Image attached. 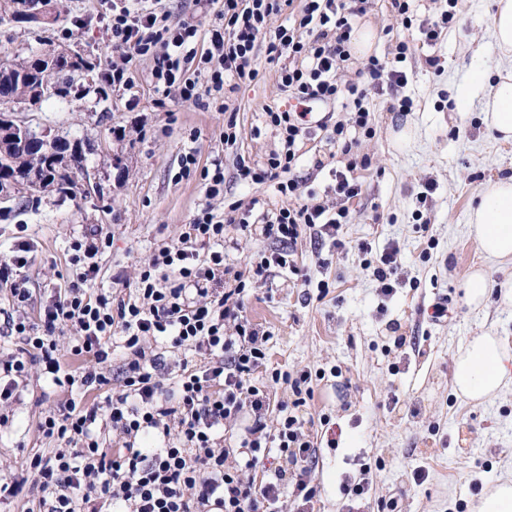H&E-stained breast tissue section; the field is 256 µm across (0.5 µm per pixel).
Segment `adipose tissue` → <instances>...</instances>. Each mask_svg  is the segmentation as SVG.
<instances>
[{"instance_id": "obj_1", "label": "adipose tissue", "mask_w": 512, "mask_h": 512, "mask_svg": "<svg viewBox=\"0 0 512 512\" xmlns=\"http://www.w3.org/2000/svg\"><path fill=\"white\" fill-rule=\"evenodd\" d=\"M492 46L507 65L498 69L481 103L484 122L503 140H512V0H495ZM468 231L486 258L512 257V177L488 181L468 216ZM512 385V346L499 336L471 337L453 361V387L463 400L480 404Z\"/></svg>"}]
</instances>
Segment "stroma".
<instances>
[{"mask_svg":"<svg viewBox=\"0 0 512 512\" xmlns=\"http://www.w3.org/2000/svg\"><path fill=\"white\" fill-rule=\"evenodd\" d=\"M56 3L60 18L46 27L0 22V61L28 57L43 42L79 51L96 65L93 83L75 79L67 102L26 115L81 142L91 173L87 191L56 183L37 200H15L9 212L0 211V241L24 224L34 243L22 308L32 322L65 287L70 244L78 237L98 230L111 236V247L98 258L95 286L125 297L134 291L140 267L161 244L177 243L184 224L206 204L220 213L226 203L253 200L257 211L273 213L290 203L273 183L244 186L236 180L238 158L261 164L280 147L271 130L253 133L265 106L289 100L265 50L255 60L258 79L232 93L229 112L174 96L157 104L148 60L132 65L140 96L132 108L102 79L119 59L107 40L106 5ZM494 12V0H459L448 29L423 46L418 26L391 28L388 0H367L355 28L372 31L373 55L392 56L402 40L412 48L404 62L408 83L399 90L412 110L397 117L389 95L372 96L374 134L360 138L349 156L318 129L299 145L294 175L312 204L335 206V170L365 157L370 165L353 172L362 194L347 204L345 248L302 233L298 272L272 268L248 290L247 316L270 334L256 380L268 381L276 369L318 374L312 398L299 411L316 447L310 467L318 495L309 504L284 497L279 512H471L484 488L512 469V389L474 405L451 384L453 358L470 337L491 333L512 340V307L499 294L512 284V259L488 260L468 233V213L483 185L512 176V142L494 138L469 88L474 52L484 54L489 68L500 65L492 49ZM431 57L437 67L428 65ZM231 117L238 140L227 146L220 134ZM190 152L203 166L222 162L223 200L209 201L199 178L180 177L181 160ZM228 237L225 259L237 270L277 248L257 231L233 226ZM362 242L376 252L400 248L402 270L391 293L363 266ZM477 269L486 271L491 292L483 307L473 309L465 302L464 283ZM321 281L329 285L323 297ZM437 305L447 309L438 320L432 317ZM21 387L20 402L7 407L9 421L0 426L5 478L26 456L50 448L38 424L68 398L35 369ZM418 468L426 471L419 484L413 481ZM365 476L371 490L360 498L353 486Z\"/></svg>","mask_w":512,"mask_h":512,"instance_id":"35a3bbf8","label":"stroma"}]
</instances>
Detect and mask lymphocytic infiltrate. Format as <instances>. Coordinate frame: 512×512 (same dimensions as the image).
Segmentation results:
<instances>
[{"label": "lymphocytic infiltrate", "instance_id": "lymphocytic-infiltrate-1", "mask_svg": "<svg viewBox=\"0 0 512 512\" xmlns=\"http://www.w3.org/2000/svg\"><path fill=\"white\" fill-rule=\"evenodd\" d=\"M207 2L218 22L203 33L192 23L173 21L167 12L112 0L106 31L122 61L105 73L106 84L133 91L137 82L128 64L148 59L156 92L175 91L181 101L192 103L206 98L224 112L228 82L258 78L253 62L262 45L280 86L299 103L352 102L349 121L327 131L328 139L348 153L357 145L348 138V128L371 130V93L393 92L407 82L403 64L410 46L405 41L398 43L394 57H370L359 80L339 81L351 57L352 22L364 13L366 0H305L291 24L273 30L270 16L292 7L293 0ZM264 114L283 147L262 166L238 160L237 180L248 186L274 182L282 194L297 196L292 172L299 161L296 142L309 132L306 114L273 106ZM335 191L343 205L333 211L303 203L263 214L262 235L291 245L309 228L343 248L346 203L360 195L361 186L340 170ZM252 212L239 200L221 215L207 206L198 210L178 242L162 245L142 267L136 293L126 299L91 287L108 238L97 232L72 242L68 285L44 306L38 324L20 316L7 319L8 335L21 337L23 345L0 356V404L16 400L34 364L70 397L38 426L55 448L29 456L19 478L0 484L1 499L27 486L39 495V512H277L286 490L307 502L316 496L306 465L314 447L299 416L288 412L268 426L267 395L252 381L270 336L245 313L247 283L271 267L286 266V255H261L245 271L226 265L218 249L207 260L199 258V247L223 243L231 225L248 230ZM17 230L18 240L0 249V286L20 304L29 298L19 277L33 243L26 237L27 225ZM63 332L70 335L64 348L59 345ZM159 345L183 356L173 382L161 377ZM118 347L128 357L116 387L104 366ZM93 392L101 394V401L87 403ZM247 407L253 423L236 431ZM273 448L293 471L257 478Z\"/></svg>", "mask_w": 512, "mask_h": 512}]
</instances>
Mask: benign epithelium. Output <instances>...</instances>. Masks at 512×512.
<instances>
[{"mask_svg":"<svg viewBox=\"0 0 512 512\" xmlns=\"http://www.w3.org/2000/svg\"><path fill=\"white\" fill-rule=\"evenodd\" d=\"M0 11L16 15L28 22L45 25L53 20L55 6L50 0H22L14 3L3 0ZM77 54L74 52L41 53L31 59L27 68L20 71L8 70L0 73V80L11 81L20 87V92L11 98L0 101L6 108L0 111V153L6 154L16 149L37 153L45 157V165L68 176L77 173L70 163L71 157L82 150L77 140L69 141L50 134V130L34 129L20 113L31 111L37 105L42 87L32 83L30 74L35 72L48 76L55 73L74 71ZM38 185V176L31 173L27 177L16 176L6 183H0V200L17 199Z\"/></svg>","mask_w":512,"mask_h":512,"instance_id":"obj_1","label":"benign epithelium"}]
</instances>
